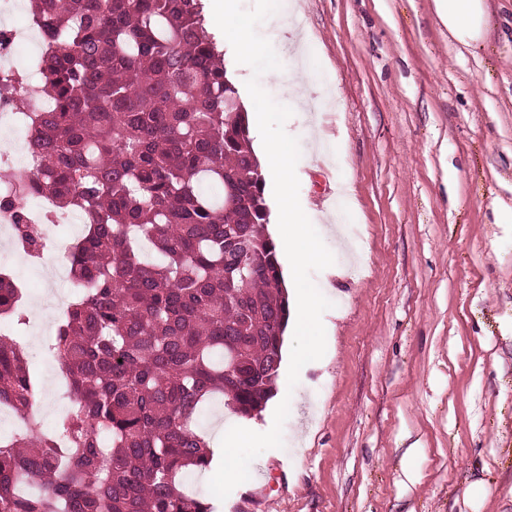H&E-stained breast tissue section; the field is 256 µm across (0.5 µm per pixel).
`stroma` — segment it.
Listing matches in <instances>:
<instances>
[{"instance_id": "stroma-1", "label": "stroma", "mask_w": 512, "mask_h": 512, "mask_svg": "<svg viewBox=\"0 0 512 512\" xmlns=\"http://www.w3.org/2000/svg\"><path fill=\"white\" fill-rule=\"evenodd\" d=\"M259 32L281 70L258 77L291 101L306 177L300 199L350 208L320 235L345 270L312 280L323 359L292 391L283 448L261 453L223 500L211 471L185 491L213 512H512V0H486L482 40L452 38L433 0H293ZM24 289L30 368L55 333L42 325L54 288L0 245ZM277 400L246 420L208 406L200 428L263 433Z\"/></svg>"}]
</instances>
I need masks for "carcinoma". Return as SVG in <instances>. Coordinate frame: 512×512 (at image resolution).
Instances as JSON below:
<instances>
[{"mask_svg": "<svg viewBox=\"0 0 512 512\" xmlns=\"http://www.w3.org/2000/svg\"><path fill=\"white\" fill-rule=\"evenodd\" d=\"M44 38L40 90L23 113L37 169L12 171L54 214L78 212L72 299L46 350L70 406L44 427L25 365L22 291L0 269V512H213L183 490L209 466L201 409L251 418L274 397L288 295L248 115L201 0H31ZM0 76V105L27 95ZM13 247H47L16 194L0 192ZM153 246V258L140 242Z\"/></svg>", "mask_w": 512, "mask_h": 512, "instance_id": "obj_1", "label": "carcinoma"}]
</instances>
